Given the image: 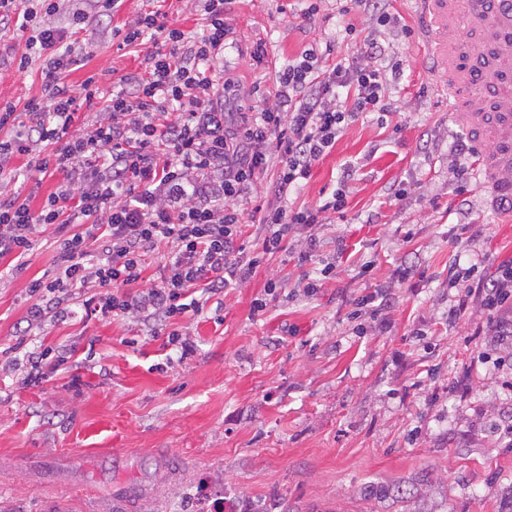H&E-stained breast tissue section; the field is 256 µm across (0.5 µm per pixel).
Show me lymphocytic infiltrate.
<instances>
[{"label": "lymphocytic infiltrate", "mask_w": 512, "mask_h": 512, "mask_svg": "<svg viewBox=\"0 0 512 512\" xmlns=\"http://www.w3.org/2000/svg\"><path fill=\"white\" fill-rule=\"evenodd\" d=\"M118 2L36 0L29 8L0 0V27L28 32L29 45L48 57L41 96L21 108L0 104V180L18 156L40 174L62 176L39 211L15 198L0 201V258L25 255L57 227L66 234L62 263L52 279L32 282L28 329L60 316L87 288V313L137 318L185 359L194 345L182 318L247 283L297 230L344 209L341 188L313 207L288 201L349 121L387 111L382 47L366 42L351 62L326 67L316 50H304L275 71L273 96L244 112L252 94L224 70L235 0H200L207 25L198 36L149 10L126 24L120 41L124 48L150 42L143 74L122 77L104 111L80 126L79 110L101 88L95 74L68 85L76 59L66 39L100 23ZM272 167L265 236L249 250L240 243L238 203ZM152 254L163 261L158 281L131 292Z\"/></svg>", "instance_id": "1"}]
</instances>
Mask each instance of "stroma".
I'll return each mask as SVG.
<instances>
[{"instance_id": "1", "label": "stroma", "mask_w": 512, "mask_h": 512, "mask_svg": "<svg viewBox=\"0 0 512 512\" xmlns=\"http://www.w3.org/2000/svg\"><path fill=\"white\" fill-rule=\"evenodd\" d=\"M288 2L237 0L224 68L240 85L268 93L270 67L308 47L328 64L353 58L371 33L402 67L390 114L361 115L291 197L315 205L344 177V213L320 229L311 262L276 253L204 315L184 318L196 344L184 360L139 321L90 316L78 304L66 321L21 337L28 288L54 276L63 236L47 229L22 258H1L0 364L20 341L73 357L36 386H22L20 372L0 374V512H188L204 484L251 512H512V342L472 336L488 318L475 295L459 324L447 321L464 296L450 271L484 278L512 264V218L488 211L477 177L460 190L450 181L451 152L466 133L423 48L414 0H389L413 29L408 38L378 31L367 14L339 15L336 0L309 19ZM149 9L202 32L195 0H119L72 36L79 64L68 83L98 73L108 93L140 72L146 46L116 49L112 31ZM260 43L259 64L251 54ZM43 64L36 56L26 73L0 69V102L39 96ZM13 165L0 200L38 207L57 177L37 184L27 157ZM400 184L402 199L393 194ZM333 254L335 278L315 296L299 293ZM271 281L279 289L269 297ZM378 287L396 295L390 326L356 335L355 301ZM261 297L266 310L252 317Z\"/></svg>"}]
</instances>
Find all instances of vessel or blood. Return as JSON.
Segmentation results:
<instances>
[{
  "label": "vessel or blood",
  "instance_id": "1",
  "mask_svg": "<svg viewBox=\"0 0 512 512\" xmlns=\"http://www.w3.org/2000/svg\"><path fill=\"white\" fill-rule=\"evenodd\" d=\"M416 2L428 53L448 76V110L481 154L486 202L512 213V0Z\"/></svg>",
  "mask_w": 512,
  "mask_h": 512
}]
</instances>
